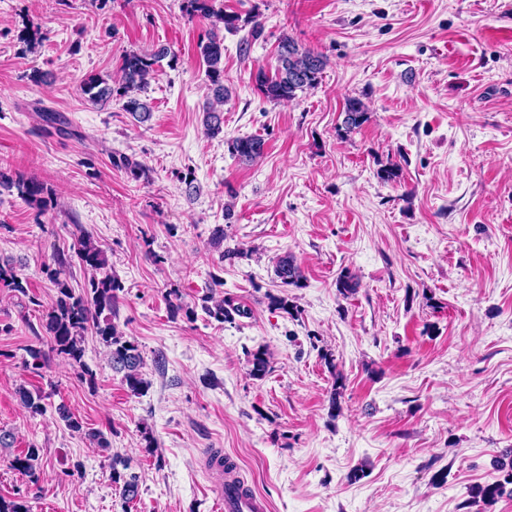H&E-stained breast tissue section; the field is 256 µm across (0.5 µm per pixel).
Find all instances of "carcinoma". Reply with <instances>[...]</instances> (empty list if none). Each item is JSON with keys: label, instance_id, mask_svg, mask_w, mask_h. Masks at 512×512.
Returning <instances> with one entry per match:
<instances>
[{"label": "carcinoma", "instance_id": "1", "mask_svg": "<svg viewBox=\"0 0 512 512\" xmlns=\"http://www.w3.org/2000/svg\"><path fill=\"white\" fill-rule=\"evenodd\" d=\"M212 0H184L183 10L191 18H199L211 22L206 38L198 43L201 60L206 66L209 97L203 107L202 124L209 136L219 135L224 128V112L221 106L228 96L224 85V38L219 35V29L237 31L239 16L234 12L214 11ZM168 55L164 47L153 52H128L122 57L120 67L121 84L115 88L107 79L89 74L80 82V91L94 104H104L117 95L124 99L123 109L134 120L145 123L152 117L150 106L138 97L154 78L159 63ZM326 59L309 49L300 46L288 36L279 42L277 64L274 72L269 73L264 68H257L253 78L257 89L271 102L288 101L296 97L297 92L317 87L322 78ZM369 120L366 104L359 98L350 97L344 107L342 129L351 133ZM231 154L243 163H252L263 156L264 141L257 136L237 137L229 144ZM114 164L125 169L135 180H149V168L143 163L128 156H121ZM16 189L18 196L28 204L43 211L49 203L48 192L39 181L26 178L21 174L12 175L0 170V188ZM77 248L74 257L80 265L91 272V277L84 292L76 294L62 279L72 259L56 257L58 268L52 275V282L58 289V297L54 306L42 313L41 326L48 334V349L28 347L26 353L29 359L24 361L25 368L38 371L48 366L50 355L67 359L72 365L82 369L88 382H94L92 371L83 362L84 334L93 329L107 348L108 362L112 371L122 374V379L130 392L141 394L146 382L142 377L144 365L143 356L138 345L124 338L118 325L112 322V315L118 292L124 285L112 273L105 251L97 244L83 228H78ZM274 274L280 281L281 287L299 286L303 279L300 266L295 258L286 254L280 257L275 265ZM0 282L13 291L27 294L22 278L16 273L12 263H0ZM203 309L209 316L222 322L231 317L224 297L216 295L212 289L203 297ZM15 394L23 406L34 415L47 412L44 400L47 395L38 391L31 392L25 386L16 388ZM9 467L30 478H35L41 467L40 449L30 446L10 458ZM119 460H112V482L121 485L123 497L133 500L139 495L137 476L126 475L118 470ZM512 485V470L505 475L504 482L477 485L472 489L473 498L485 503H493L504 492V485Z\"/></svg>", "mask_w": 512, "mask_h": 512}]
</instances>
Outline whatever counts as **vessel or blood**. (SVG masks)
Here are the masks:
<instances>
[{"label":"vessel or blood","instance_id":"vessel-or-blood-1","mask_svg":"<svg viewBox=\"0 0 512 512\" xmlns=\"http://www.w3.org/2000/svg\"><path fill=\"white\" fill-rule=\"evenodd\" d=\"M202 463L216 489V512H269L267 499L240 480L237 466L223 449H209L203 454Z\"/></svg>","mask_w":512,"mask_h":512}]
</instances>
